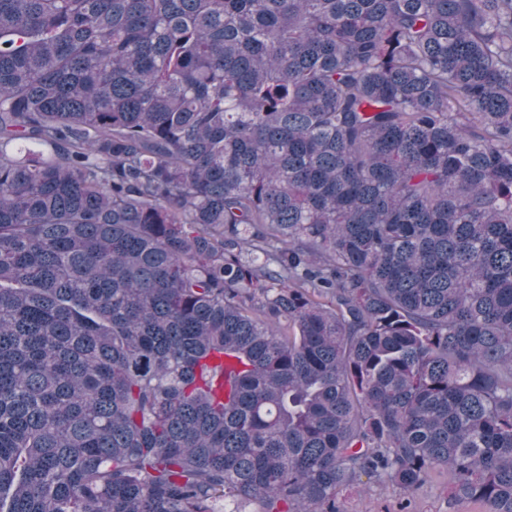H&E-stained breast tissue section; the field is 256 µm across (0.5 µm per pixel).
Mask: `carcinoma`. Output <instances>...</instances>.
<instances>
[{
    "instance_id": "obj_1",
    "label": "carcinoma",
    "mask_w": 512,
    "mask_h": 512,
    "mask_svg": "<svg viewBox=\"0 0 512 512\" xmlns=\"http://www.w3.org/2000/svg\"><path fill=\"white\" fill-rule=\"evenodd\" d=\"M512 512V0H0V512ZM448 472L441 469L419 488L404 492L396 486L383 488L367 475L339 495L345 512H399L402 501L409 499L412 512H486L485 507L470 499L453 501L449 497Z\"/></svg>"
}]
</instances>
